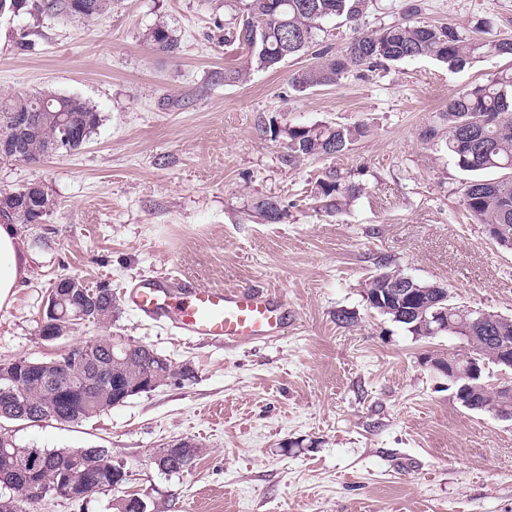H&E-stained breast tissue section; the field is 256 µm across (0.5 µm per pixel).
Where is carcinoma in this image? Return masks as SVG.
Listing matches in <instances>:
<instances>
[{"label":"carcinoma","mask_w":512,"mask_h":512,"mask_svg":"<svg viewBox=\"0 0 512 512\" xmlns=\"http://www.w3.org/2000/svg\"><path fill=\"white\" fill-rule=\"evenodd\" d=\"M371 0H235L232 3L246 18L230 38L244 41L251 49V63L259 70L276 69L293 56H301L315 46L323 23L341 19L350 25L353 35L338 50L326 45L314 51L316 62L291 76L295 90L336 83L354 69L373 70L386 62L408 61L427 57L448 65L454 71H465L485 55L512 56V40L474 41L461 35L451 25L425 26L407 22L392 23L370 32H362L359 22ZM112 9V0H42L38 10L64 14L74 19H89ZM147 40L160 53L173 54L180 47L176 30L158 21L148 29ZM29 113L35 122L26 131L15 134L14 152L1 156V161L35 163L45 155L59 134V118L75 119L88 141L102 125V114L90 101L52 92L18 93L0 96V134L13 129L14 115ZM446 131L444 148L455 164L469 174L464 183L466 209L478 224H484L500 246L512 247V70L501 71L483 83L471 85L448 98L442 113ZM283 136L288 161L310 157H333L370 134L365 124L293 126L283 130L271 128ZM27 187L0 191V217L17 224H43L53 212L54 200L42 192L31 203H23ZM318 195L335 200H350L357 188L337 179H324L317 184ZM255 211L261 221L281 222L287 215L283 203L274 198L259 201ZM404 277L396 268L368 277L363 290L366 303L376 294L386 292L393 281ZM425 291L415 308H426V316L448 305V336H459L458 327L472 323L465 338L466 349L450 350L445 356L459 369L472 360L494 364L499 337L512 342V319L491 311H471L453 303L448 289L430 282H418ZM89 288L73 289V301L66 302L68 315L59 332H68L74 314L82 311L86 321H105L112 317V295L105 288L91 292L98 296L96 304L84 302ZM93 355L103 366L111 363L110 353L123 359L119 376L121 386L111 383L107 373H91L76 368L60 377L57 363L42 360H20L22 378L14 368L0 366V418H22L25 410L37 408L38 420H54L74 424L97 413L127 402L132 395L125 387L144 378L180 379L176 365L162 355L148 357L144 345L127 341L102 339L92 346ZM477 411L494 413L506 406L512 409L498 391L476 397ZM200 447L193 442L178 450L170 446L153 452V463L159 470L179 473L191 467L199 457ZM119 465L112 461L108 449L76 448L45 450L23 448L15 441L0 438V487L8 494L0 496V512H28L38 497L30 494V483L38 480L68 491L69 481L84 482L81 494L106 492L125 482Z\"/></svg>","instance_id":"1"}]
</instances>
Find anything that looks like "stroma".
Segmentation results:
<instances>
[{
    "mask_svg": "<svg viewBox=\"0 0 512 512\" xmlns=\"http://www.w3.org/2000/svg\"><path fill=\"white\" fill-rule=\"evenodd\" d=\"M36 2L0 16V94L78 95L103 122L76 152L0 161V190L38 182L56 202L47 223L18 227L35 260L0 310V364L119 336L191 363L195 376L75 424L1 420L19 446L106 448L129 473L115 490L49 495L31 512H116L132 492L156 512H512V420L466 409L422 364L453 339L414 337L363 299L387 266L512 318V251L472 221L467 173L425 136L450 96L512 62L487 55L457 73L421 58L298 92L290 77L311 56L248 69V48L224 42L232 15L221 0H112L91 21L41 16ZM412 3L417 24L512 39V0H372L359 28L398 21ZM160 19L180 35L176 54L146 40ZM228 69L245 75L217 81ZM325 123L370 134L344 155L290 163L269 131ZM329 171L358 189L339 210L316 196ZM269 197L288 207L281 223L252 216ZM170 271L208 287H276L288 327L237 347L152 324L129 292ZM62 275L110 289L117 308L47 343L39 313ZM340 309L357 323L337 325ZM180 438L200 445L197 461L159 471L153 451Z\"/></svg>",
    "mask_w": 512,
    "mask_h": 512,
    "instance_id": "stroma-1",
    "label": "stroma"
}]
</instances>
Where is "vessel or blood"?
Listing matches in <instances>:
<instances>
[{
    "mask_svg": "<svg viewBox=\"0 0 512 512\" xmlns=\"http://www.w3.org/2000/svg\"><path fill=\"white\" fill-rule=\"evenodd\" d=\"M144 315L165 318L188 336L223 338L238 346L271 340L288 326V304L263 284L209 288L169 274L145 277L129 294Z\"/></svg>",
    "mask_w": 512,
    "mask_h": 512,
    "instance_id": "vessel-or-blood-1",
    "label": "vessel or blood"
}]
</instances>
